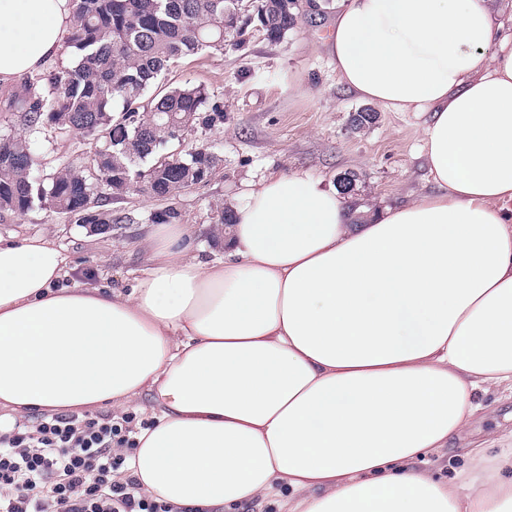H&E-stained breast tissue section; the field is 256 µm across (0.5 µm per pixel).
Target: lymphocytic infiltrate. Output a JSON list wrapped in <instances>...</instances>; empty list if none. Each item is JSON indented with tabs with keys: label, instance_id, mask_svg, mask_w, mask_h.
I'll return each mask as SVG.
<instances>
[{
	"label": "lymphocytic infiltrate",
	"instance_id": "f902f5d3",
	"mask_svg": "<svg viewBox=\"0 0 512 512\" xmlns=\"http://www.w3.org/2000/svg\"><path fill=\"white\" fill-rule=\"evenodd\" d=\"M148 419L39 413L0 424V512H178L125 473Z\"/></svg>",
	"mask_w": 512,
	"mask_h": 512
}]
</instances>
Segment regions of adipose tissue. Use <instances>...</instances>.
<instances>
[{
	"mask_svg": "<svg viewBox=\"0 0 512 512\" xmlns=\"http://www.w3.org/2000/svg\"><path fill=\"white\" fill-rule=\"evenodd\" d=\"M496 0H337L340 83L420 112L434 189L359 217L303 171L227 203L224 259L187 224L142 244L130 292L66 286L49 237L0 238V408L151 403L127 467L185 512H512V449L472 439L512 400V30ZM71 0H0V88L38 73ZM477 462L435 479L453 443Z\"/></svg>",
	"mask_w": 512,
	"mask_h": 512,
	"instance_id": "ef3b65f1",
	"label": "adipose tissue"
}]
</instances>
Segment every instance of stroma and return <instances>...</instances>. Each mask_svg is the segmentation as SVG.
<instances>
[{"instance_id":"35a3bbf8","label":"stroma","mask_w":512,"mask_h":512,"mask_svg":"<svg viewBox=\"0 0 512 512\" xmlns=\"http://www.w3.org/2000/svg\"><path fill=\"white\" fill-rule=\"evenodd\" d=\"M335 19L333 0L320 12L302 7L298 24L283 41L269 43L252 31L239 50L182 59L165 75L172 86H204L224 104V124L204 140L223 159L206 184L177 198L183 223L192 225V251L220 261L224 248L212 238L216 204L272 173L305 170L333 182L349 171L360 174L354 203L394 205L427 190L422 157L423 114L378 111L373 125L353 131L350 119L363 107L339 84L326 42ZM89 139L74 134L38 151L41 170L80 165ZM157 201L132 195L112 211L128 220L111 232L92 234L65 215L37 207L0 221V237L51 236L81 269L82 286L130 287L142 267L139 242L152 230Z\"/></svg>"}]
</instances>
